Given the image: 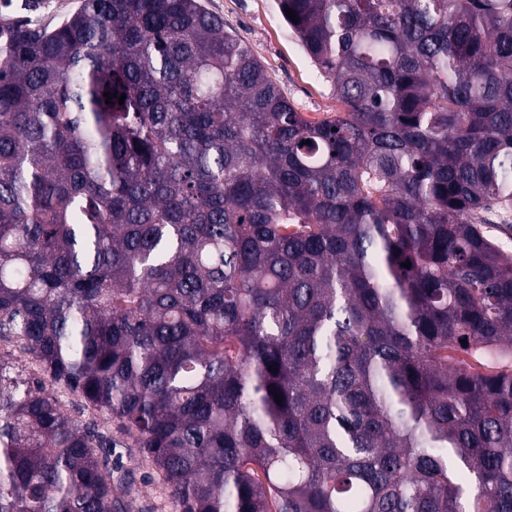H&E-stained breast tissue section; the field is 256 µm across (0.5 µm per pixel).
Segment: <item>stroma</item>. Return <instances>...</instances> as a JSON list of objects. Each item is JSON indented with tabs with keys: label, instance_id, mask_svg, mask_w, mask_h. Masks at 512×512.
I'll return each mask as SVG.
<instances>
[{
	"label": "stroma",
	"instance_id": "obj_1",
	"mask_svg": "<svg viewBox=\"0 0 512 512\" xmlns=\"http://www.w3.org/2000/svg\"><path fill=\"white\" fill-rule=\"evenodd\" d=\"M263 64L280 90L304 117L319 121L341 109L331 84L289 34L275 0H202ZM82 0H0V24L26 21L53 28L77 11ZM112 475L132 476L131 512H177L160 474L141 460L138 449L120 431H113Z\"/></svg>",
	"mask_w": 512,
	"mask_h": 512
}]
</instances>
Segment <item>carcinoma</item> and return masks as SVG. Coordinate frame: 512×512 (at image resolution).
<instances>
[{
  "mask_svg": "<svg viewBox=\"0 0 512 512\" xmlns=\"http://www.w3.org/2000/svg\"><path fill=\"white\" fill-rule=\"evenodd\" d=\"M276 5L343 111L199 0L0 25V339L181 512H512V0ZM111 453L0 355V512H128ZM512 211L510 213L509 221L506 224L503 223L502 216L494 211L483 214L484 219L488 223L486 224L489 228L488 234L507 252H512Z\"/></svg>",
  "mask_w": 512,
  "mask_h": 512,
  "instance_id": "1",
  "label": "carcinoma"
}]
</instances>
